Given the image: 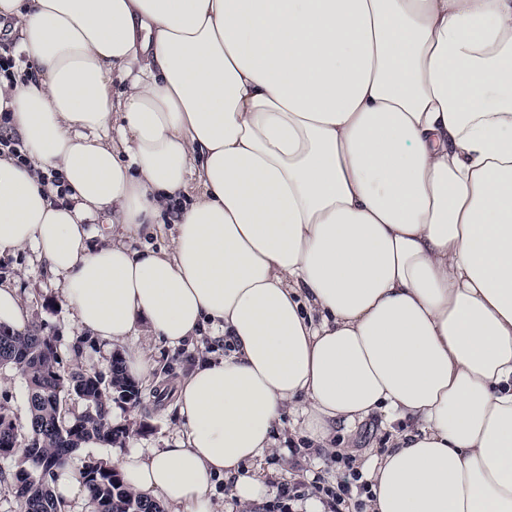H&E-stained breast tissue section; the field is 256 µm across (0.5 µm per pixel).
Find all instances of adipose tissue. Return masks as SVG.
Returning <instances> with one entry per match:
<instances>
[{"mask_svg":"<svg viewBox=\"0 0 512 512\" xmlns=\"http://www.w3.org/2000/svg\"><path fill=\"white\" fill-rule=\"evenodd\" d=\"M0 253L32 246L78 331L231 352L178 381L184 438L115 466L168 512L244 506L285 407L330 443L413 421L372 512H512V0H0ZM120 72L127 88L110 90ZM118 137L106 140L110 125ZM59 174L61 186L48 182ZM197 180L202 191L171 204ZM170 215V249L87 244ZM16 33L11 34V28L6 25L1 28L0 32V74L4 73L5 77H10L14 73L10 71L14 68L13 60L10 57L4 56H13L16 60V65L18 69L20 67V63L23 62V55L20 54L19 50V41Z\"/></svg>","mask_w":512,"mask_h":512,"instance_id":"ef3b65f1","label":"adipose tissue"}]
</instances>
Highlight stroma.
Instances as JSON below:
<instances>
[{
	"mask_svg": "<svg viewBox=\"0 0 512 512\" xmlns=\"http://www.w3.org/2000/svg\"><path fill=\"white\" fill-rule=\"evenodd\" d=\"M0 285L16 288L27 313L28 325L41 326L57 348L64 369L108 372L112 359L124 354L126 348L149 352L155 362L150 381L141 383L142 403L132 408L113 404L112 421L125 427L129 434L113 444L85 445L77 451L70 465L81 471L91 459L111 460L131 450L174 447L183 437L182 419L176 406V381L196 358L203 354L226 355L229 345L223 337L214 335L212 326H204L193 346L169 349L145 329H137L126 342L105 346L89 338L77 336L73 312L67 305L57 279L47 264L30 246L0 255ZM401 422L388 421L384 414H373L357 422L350 431H338L330 447L310 444L301 434L293 415L283 417L277 428L276 446L262 457L246 464V473L262 479L267 487L263 501L255 503L249 512H267L275 503L279 488L298 481L312 483L314 476H322L326 484H335L343 472L338 469L333 455L342 452L355 459L360 471H367L370 463L379 459L392 445L395 432L401 431ZM310 448L311 453L302 463H295L290 451Z\"/></svg>",
	"mask_w": 512,
	"mask_h": 512,
	"instance_id": "1",
	"label": "stroma"
}]
</instances>
